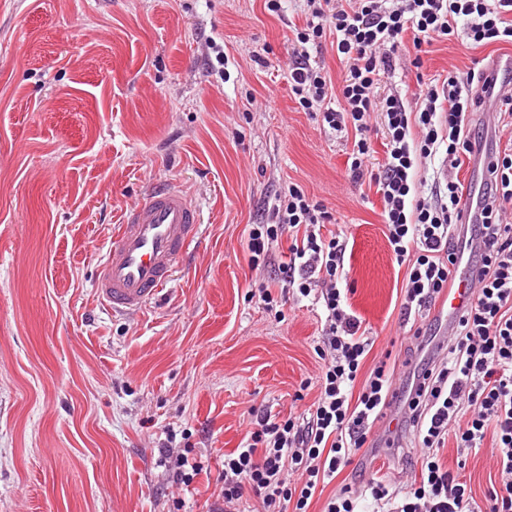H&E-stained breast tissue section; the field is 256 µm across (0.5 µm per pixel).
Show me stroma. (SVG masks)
I'll list each match as a JSON object with an SVG mask.
<instances>
[{
	"mask_svg": "<svg viewBox=\"0 0 512 512\" xmlns=\"http://www.w3.org/2000/svg\"><path fill=\"white\" fill-rule=\"evenodd\" d=\"M305 23L304 0H0V512H219L257 412L296 417L320 394L316 311L251 296L248 234L288 185L346 239L362 373L390 349L406 269L375 186L347 176L352 138L291 93ZM509 53L458 38L420 54L408 32L382 88L413 105L421 82ZM168 182L201 237L140 315L109 313L96 263L121 210ZM378 434L341 482L405 481L410 434ZM170 447L201 458L190 485L168 483ZM438 458L477 501L499 481L488 449L450 439Z\"/></svg>",
	"mask_w": 512,
	"mask_h": 512,
	"instance_id": "obj_1",
	"label": "stroma"
}]
</instances>
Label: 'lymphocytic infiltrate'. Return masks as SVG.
<instances>
[{
    "mask_svg": "<svg viewBox=\"0 0 512 512\" xmlns=\"http://www.w3.org/2000/svg\"><path fill=\"white\" fill-rule=\"evenodd\" d=\"M309 2L311 17L295 36L290 90L302 109L320 113L330 130H355L348 175L356 183L370 178L383 199L387 240L398 265L407 268L404 319L431 310L447 295L455 283L453 269L468 251L478 256L470 268L476 285L436 356L415 365L409 382L397 384L386 357L359 379L372 342L348 305L347 243L339 234L324 233L330 219L324 205L289 185L275 223L253 225L247 248L251 265L264 266L279 239L294 237L288 260L278 265L279 295L264 284L255 294L268 307L277 300L307 299L320 308L324 323L314 347L323 362L320 395L299 419L259 415L242 448L225 456L224 512H235L247 490L261 498L265 512H308L317 489L351 463L352 451L366 444L396 403L402 426L415 435L418 479L404 493L375 478L361 490L341 485L323 512H359L368 498L375 512H512V153H489L476 223L460 220L467 194L456 175L474 148L466 116L497 96L496 83L485 69L472 68L429 85L415 110L400 94L379 93L406 32H413L418 48L459 37L512 44V0H396L393 9L387 0ZM329 38L346 67L338 88L327 71L310 62V48ZM375 112L387 143L385 160L372 174L367 132ZM441 145L450 175L427 197L415 181V168ZM450 434L461 448L491 441L501 487L489 492L487 505L440 463L438 451Z\"/></svg>",
    "mask_w": 512,
    "mask_h": 512,
    "instance_id": "obj_1",
    "label": "lymphocytic infiltrate"
}]
</instances>
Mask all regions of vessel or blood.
I'll return each instance as SVG.
<instances>
[{"instance_id":"b4317fda","label":"vessel or blood","mask_w":512,"mask_h":512,"mask_svg":"<svg viewBox=\"0 0 512 512\" xmlns=\"http://www.w3.org/2000/svg\"><path fill=\"white\" fill-rule=\"evenodd\" d=\"M200 228L196 206L172 184L126 207L99 266L100 303L112 313H140L165 288Z\"/></svg>"}]
</instances>
